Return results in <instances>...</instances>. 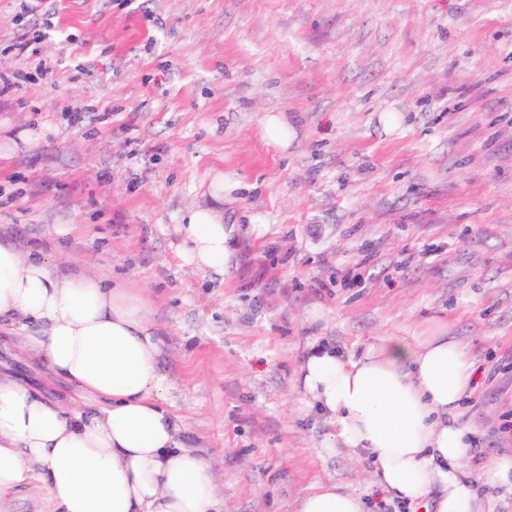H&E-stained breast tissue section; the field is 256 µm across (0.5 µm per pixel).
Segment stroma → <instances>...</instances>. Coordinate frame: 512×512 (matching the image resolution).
Returning a JSON list of instances; mask_svg holds the SVG:
<instances>
[{"mask_svg":"<svg viewBox=\"0 0 512 512\" xmlns=\"http://www.w3.org/2000/svg\"><path fill=\"white\" fill-rule=\"evenodd\" d=\"M42 33L39 55L17 54ZM0 238L152 299L183 443L224 476V512H295L364 462L319 455L311 342L360 355L442 335L479 371L461 409L512 455V0H0ZM85 108L72 121V107ZM282 112L297 139L263 138ZM238 262L195 269L182 212L214 172ZM262 127L267 145L276 150H287L296 137L294 127L282 112L264 115L262 117Z\"/></svg>","mask_w":512,"mask_h":512,"instance_id":"stroma-1","label":"stroma"}]
</instances>
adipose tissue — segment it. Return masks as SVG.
<instances>
[{"label": "adipose tissue", "instance_id": "obj_1", "mask_svg": "<svg viewBox=\"0 0 512 512\" xmlns=\"http://www.w3.org/2000/svg\"><path fill=\"white\" fill-rule=\"evenodd\" d=\"M237 187L215 174L211 204L181 216L197 269L224 273L235 262L224 196ZM150 312L141 289L0 240V332L18 336L27 359L68 391L63 405L0 371V494L43 487L52 512H224L216 472L185 447L168 408L176 381ZM474 372L445 336H390L358 357L315 344L299 367L304 396L332 428L320 454L368 460L370 486L410 512H485L470 469L475 433L459 420ZM296 512H365V501L323 482Z\"/></svg>", "mask_w": 512, "mask_h": 512}]
</instances>
